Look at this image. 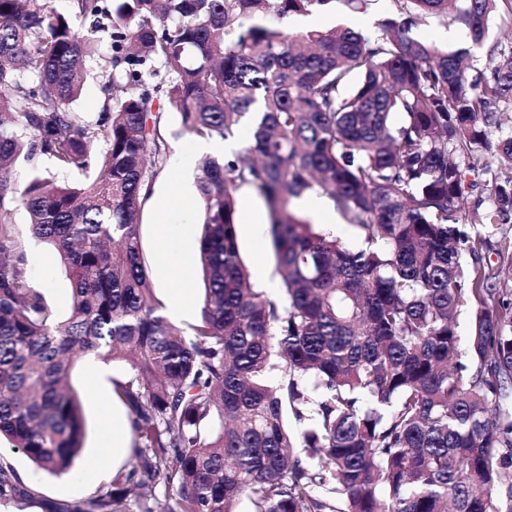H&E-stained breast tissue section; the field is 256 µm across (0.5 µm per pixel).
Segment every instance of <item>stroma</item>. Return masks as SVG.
Returning <instances> with one entry per match:
<instances>
[{
    "mask_svg": "<svg viewBox=\"0 0 512 512\" xmlns=\"http://www.w3.org/2000/svg\"><path fill=\"white\" fill-rule=\"evenodd\" d=\"M316 25L320 28L347 25L371 33L386 19L384 0H374L363 14H347L340 9L315 12ZM465 28L459 23H434L413 30L414 39L443 50L468 49L479 68L489 67V55L485 47L471 44L464 35ZM172 155L180 156V165H168L157 178L154 195L164 201L182 194L188 173L196 172L201 157L195 148L196 139L181 131L177 122L167 128ZM198 203L175 206L168 211L170 228L168 236L179 245L192 272L194 295H201L202 280L199 265ZM239 251L247 263L251 282L256 288L264 284L280 286L281 277L276 269L270 236V219L263 199L251 189L239 194ZM14 221L24 251L25 267L32 288L41 291L55 320L64 319L70 311L71 289L69 275L51 247L34 240L29 233L27 216L17 211ZM144 258L149 269L153 293L165 298L171 287V274L159 268L160 242L156 226L150 214H143L140 228ZM130 366L118 358L102 362L90 356L78 358L71 373L70 383L78 393L85 423L83 451L73 469L66 474L55 475L35 467L24 455L12 449L8 442L0 443V466L10 471L13 484L30 490L29 498L21 499L14 493L0 496V512H51L57 503L86 502L111 489L113 484L124 483L131 469L134 450L131 442H124L120 452L112 450V422L119 419L131 421L133 415L128 406L118 403L112 393L113 380L125 379Z\"/></svg>",
    "mask_w": 512,
    "mask_h": 512,
    "instance_id": "stroma-1",
    "label": "stroma"
}]
</instances>
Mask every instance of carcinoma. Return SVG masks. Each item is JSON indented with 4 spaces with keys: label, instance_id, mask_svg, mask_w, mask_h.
<instances>
[{
    "label": "carcinoma",
    "instance_id": "carcinoma-1",
    "mask_svg": "<svg viewBox=\"0 0 512 512\" xmlns=\"http://www.w3.org/2000/svg\"><path fill=\"white\" fill-rule=\"evenodd\" d=\"M372 0H0V439L37 467L69 472L85 436L74 356L130 360L113 395L132 410L125 481L139 512L160 482L170 512H512V299L486 272L512 244L465 221L482 180L489 225L512 222V46L495 64L409 36L435 20L475 44L512 0H387L380 33L281 22ZM87 24L84 32L71 19ZM112 49L104 101L75 108ZM165 72L168 79L147 78ZM139 87L124 97L117 83ZM203 140L250 120L255 160L198 164L201 316L184 337L150 288L140 226L169 160V114ZM105 150L98 154L95 145ZM496 155L498 166L487 161ZM82 184L9 177L19 159ZM266 203L283 297L249 282L238 196ZM327 197L363 237L351 249L290 202ZM69 273L57 322L32 288L14 225ZM474 311L465 356L455 316ZM314 378L313 397L304 383ZM111 490L60 512H125Z\"/></svg>",
    "mask_w": 512,
    "mask_h": 512
}]
</instances>
